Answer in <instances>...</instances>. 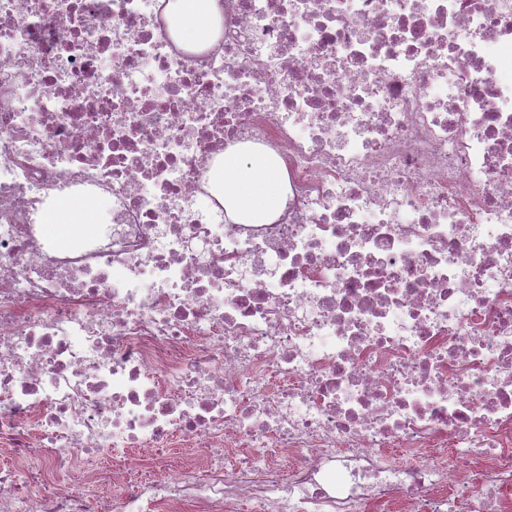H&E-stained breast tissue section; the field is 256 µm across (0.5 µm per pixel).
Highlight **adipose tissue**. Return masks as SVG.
I'll list each match as a JSON object with an SVG mask.
<instances>
[{
    "instance_id": "adipose-tissue-1",
    "label": "adipose tissue",
    "mask_w": 512,
    "mask_h": 512,
    "mask_svg": "<svg viewBox=\"0 0 512 512\" xmlns=\"http://www.w3.org/2000/svg\"><path fill=\"white\" fill-rule=\"evenodd\" d=\"M171 14L180 38L193 44L207 39L219 21L215 0H173ZM216 179L224 192V208L236 222L267 224L286 200L287 175L280 162L262 153L231 150ZM101 208L94 198H63L45 215L48 234L77 247L84 229L94 224Z\"/></svg>"
}]
</instances>
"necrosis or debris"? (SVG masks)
I'll return each instance as SVG.
<instances>
[{
  "label": "necrosis or debris",
  "mask_w": 512,
  "mask_h": 512,
  "mask_svg": "<svg viewBox=\"0 0 512 512\" xmlns=\"http://www.w3.org/2000/svg\"><path fill=\"white\" fill-rule=\"evenodd\" d=\"M216 2L0 0V512H512V0ZM170 8L177 32L186 43L204 41L219 21L215 0H175ZM216 179L224 192V209L238 223L268 224L284 207L285 169L260 152H225ZM101 202L94 198H62L44 218L48 234L67 244L77 247L82 231L95 224Z\"/></svg>",
  "instance_id": "4bbe7bcc"
}]
</instances>
